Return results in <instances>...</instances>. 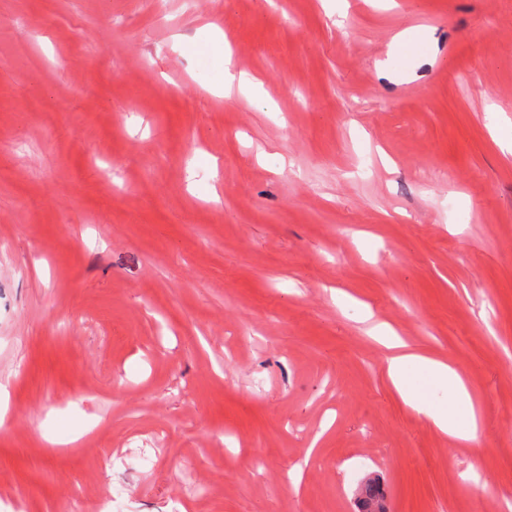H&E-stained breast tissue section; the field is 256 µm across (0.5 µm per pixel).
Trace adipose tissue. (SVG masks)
Wrapping results in <instances>:
<instances>
[{
    "label": "adipose tissue",
    "instance_id": "adipose-tissue-1",
    "mask_svg": "<svg viewBox=\"0 0 512 512\" xmlns=\"http://www.w3.org/2000/svg\"><path fill=\"white\" fill-rule=\"evenodd\" d=\"M362 320L368 325V335L386 350L385 374L401 401L435 430L462 443H478L482 435L481 417L470 385L457 368L413 350L388 323L375 320L371 310H364ZM418 375L443 390L446 403L428 397L414 382Z\"/></svg>",
    "mask_w": 512,
    "mask_h": 512
}]
</instances>
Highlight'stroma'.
Returning a JSON list of instances; mask_svg holds the SVG:
<instances>
[{"label":"stroma","instance_id":"obj_1","mask_svg":"<svg viewBox=\"0 0 512 512\" xmlns=\"http://www.w3.org/2000/svg\"><path fill=\"white\" fill-rule=\"evenodd\" d=\"M348 3L0 0V512L512 499V0ZM367 308L458 365L480 446L392 391ZM224 78V96H229L233 89L251 99L261 98L259 83L247 73L238 70L234 64L232 51L224 47V55L221 59ZM370 506L379 507L378 512L385 511V495L376 479L366 482L361 486L358 497L359 512H369Z\"/></svg>","mask_w":512,"mask_h":512}]
</instances>
